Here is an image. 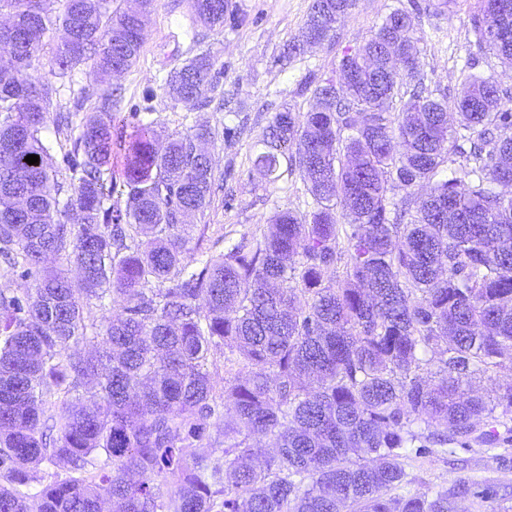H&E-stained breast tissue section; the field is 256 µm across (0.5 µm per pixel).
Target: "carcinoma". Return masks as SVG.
Instances as JSON below:
<instances>
[{
	"label": "carcinoma",
	"instance_id": "1",
	"mask_svg": "<svg viewBox=\"0 0 512 512\" xmlns=\"http://www.w3.org/2000/svg\"><path fill=\"white\" fill-rule=\"evenodd\" d=\"M188 2L197 21L224 27L229 0ZM501 2L474 0L469 22L511 66ZM154 3L0 0V258L20 280L0 291V512H454L495 498L464 479L388 492L413 454L512 445V383L489 401L471 390L475 375L512 366V196L498 190L512 184L508 92L463 75L448 125L423 86L415 16L394 10L335 74L310 81V112L275 113L257 141L271 181L283 164L300 170L310 209L280 210L255 246L200 261L186 219L214 192L209 126L164 139L156 123L115 113L111 91L58 162L44 132L73 116L32 74L58 29L59 74L129 70ZM353 5L313 0L305 28L330 40ZM393 49L398 70L386 67ZM221 75L197 54L165 92L203 108ZM118 178L123 209L112 206ZM423 183L429 193L414 195ZM344 255L343 276L325 279ZM114 303L122 313L110 317ZM218 421L221 455L203 456ZM254 435L276 444L257 464Z\"/></svg>",
	"mask_w": 512,
	"mask_h": 512
}]
</instances>
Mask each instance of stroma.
Instances as JSON below:
<instances>
[{"label":"stroma","instance_id":"stroma-1","mask_svg":"<svg viewBox=\"0 0 512 512\" xmlns=\"http://www.w3.org/2000/svg\"><path fill=\"white\" fill-rule=\"evenodd\" d=\"M224 26L211 29L193 21L187 0H156L148 18L140 57L129 71L102 83L86 65L66 76L51 72L50 61L63 32L49 35L36 65L55 89L54 108L71 110L72 93L83 88L91 112L108 86L120 87L115 113L137 109L166 133L187 132L194 122H207L212 137L204 147L211 156L220 191L203 214L192 217L195 253L216 255L227 243L255 242L275 211H306L310 196L299 173L286 172L272 182L255 165L256 143L276 112L290 107L305 113L314 106L303 85L310 75H331L347 49L356 47L392 11L417 12L415 36L421 50V72L429 90L455 104L461 69L493 76L512 93V67L486 50L469 23L473 0H355L350 14L336 24L335 36L305 54L288 56V45L300 39L313 0H229ZM209 52L224 75L203 110L166 97L169 70L200 52ZM402 493L450 486L468 479L505 491V498L486 503L460 502L459 512H512V446L456 449L454 455L432 454L406 460Z\"/></svg>","mask_w":512,"mask_h":512}]
</instances>
